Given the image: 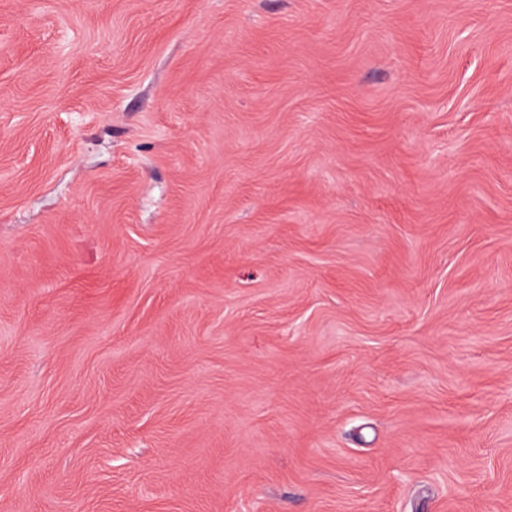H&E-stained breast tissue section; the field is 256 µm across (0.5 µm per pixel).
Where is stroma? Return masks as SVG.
<instances>
[{
  "mask_svg": "<svg viewBox=\"0 0 512 512\" xmlns=\"http://www.w3.org/2000/svg\"><path fill=\"white\" fill-rule=\"evenodd\" d=\"M0 512H512V0H0Z\"/></svg>",
  "mask_w": 512,
  "mask_h": 512,
  "instance_id": "stroma-1",
  "label": "stroma"
}]
</instances>
